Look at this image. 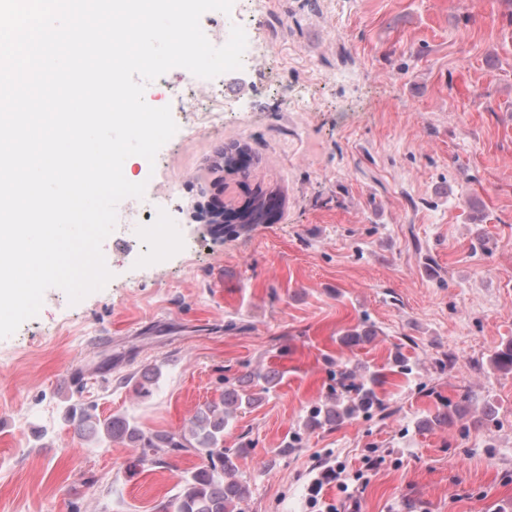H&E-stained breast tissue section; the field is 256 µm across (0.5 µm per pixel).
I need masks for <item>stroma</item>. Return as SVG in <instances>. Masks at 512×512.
Masks as SVG:
<instances>
[{
	"instance_id": "stroma-1",
	"label": "stroma",
	"mask_w": 512,
	"mask_h": 512,
	"mask_svg": "<svg viewBox=\"0 0 512 512\" xmlns=\"http://www.w3.org/2000/svg\"><path fill=\"white\" fill-rule=\"evenodd\" d=\"M235 25L271 53L216 77L205 107L235 105L222 128L201 131L176 96L186 69L145 89L177 131L154 161L132 157L145 195L118 208L140 209L179 173L181 248L145 260L139 225H116L102 290L73 304L48 289L0 339V512H161L201 457L129 473L133 448L79 436L68 407L177 432L225 378L259 369L279 384L224 431L226 446L253 442L238 460L247 512H311L308 484L327 465L354 480L349 497L324 487L338 512H512V373L490 366L512 341V0H234L200 19L213 43ZM233 140L284 213L214 235L194 206ZM362 320L375 338L342 345ZM398 353L410 375L393 371ZM357 361L385 373L389 417L304 430ZM149 364L161 376L142 398L124 379ZM488 407L493 420L473 425ZM438 411L454 422L417 428Z\"/></svg>"
}]
</instances>
